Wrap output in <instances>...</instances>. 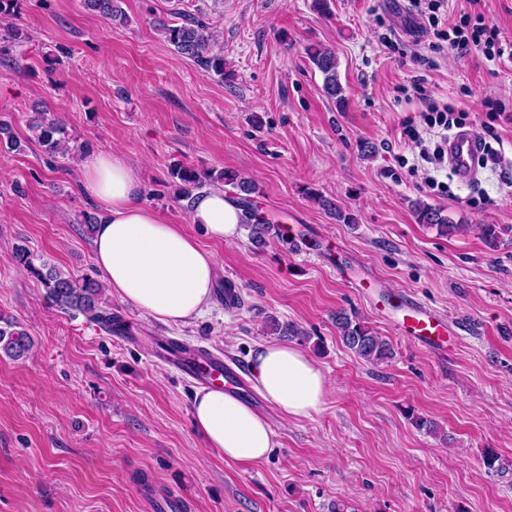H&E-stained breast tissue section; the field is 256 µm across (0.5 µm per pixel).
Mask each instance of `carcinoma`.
I'll return each mask as SVG.
<instances>
[{
  "label": "carcinoma",
  "mask_w": 512,
  "mask_h": 512,
  "mask_svg": "<svg viewBox=\"0 0 512 512\" xmlns=\"http://www.w3.org/2000/svg\"><path fill=\"white\" fill-rule=\"evenodd\" d=\"M120 3L121 0H84V7L106 21H122L125 14ZM161 30L166 41L178 54L199 62L206 70L220 77L224 76V53L219 48L218 34L210 23L197 16L184 14L179 22L162 24ZM306 55L323 76L322 89L325 96L334 100L336 106L344 107V88L338 74L335 52L325 47L310 46L306 49ZM27 127L31 132L30 139L44 148L45 153L52 157L68 155L70 137L62 122L47 117L45 112L36 111L28 118ZM170 178L169 187L183 200L192 199L193 192L206 184L215 188L230 186L235 189L234 202L242 208V223L249 228L250 241L255 248L261 249L270 239L280 237L279 226L257 213L254 195L258 193V185L253 180L230 169L202 176L187 166L171 170ZM413 213L417 223L435 226L443 235H452L462 228V225L454 223L449 216L443 214L441 209L422 202L414 204ZM14 258L36 275L51 305L79 312L113 334L128 330L122 316L102 306L99 299L102 286L98 282L90 279L80 282L45 263L38 268L34 265L33 254L22 246L15 249ZM335 325L344 346L358 358L376 365L392 358L391 344L356 314L343 309L336 311ZM270 327L281 336L310 340L299 328L290 324L282 325L273 318L270 319ZM32 346L30 334L20 324L8 322L0 326V353L4 356L13 360L21 359L27 356ZM484 464L488 470L500 476L512 471V463L503 462L492 451L485 455Z\"/></svg>",
  "instance_id": "carcinoma-1"
}]
</instances>
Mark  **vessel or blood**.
<instances>
[{"instance_id":"b4317fda","label":"vessel or blood","mask_w":512,"mask_h":512,"mask_svg":"<svg viewBox=\"0 0 512 512\" xmlns=\"http://www.w3.org/2000/svg\"><path fill=\"white\" fill-rule=\"evenodd\" d=\"M476 155L477 145L472 133L458 132L449 137L448 162L460 176L472 175ZM396 325L413 342L438 354L447 353L448 326L446 322L420 302L408 301L405 311L397 319ZM161 350L163 361L173 366L186 378L195 380L196 383L202 385L218 382L229 392L244 397L248 396V386L241 374V369L233 361L199 347L182 350L180 342L172 338L164 339Z\"/></svg>"}]
</instances>
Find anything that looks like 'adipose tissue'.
Here are the masks:
<instances>
[{"instance_id": "1", "label": "adipose tissue", "mask_w": 512, "mask_h": 512, "mask_svg": "<svg viewBox=\"0 0 512 512\" xmlns=\"http://www.w3.org/2000/svg\"><path fill=\"white\" fill-rule=\"evenodd\" d=\"M81 185L100 211L92 250L112 296L167 326L202 317L218 280L215 254L183 225L142 204L140 175L118 152L87 159ZM189 222L212 242L233 244L241 237L242 211L223 189L213 188L195 199ZM251 370L256 390L285 419H308L322 410L327 379L301 350L280 342L260 345ZM192 414L196 431L225 461H263L275 444L264 415L221 387L197 389Z\"/></svg>"}]
</instances>
